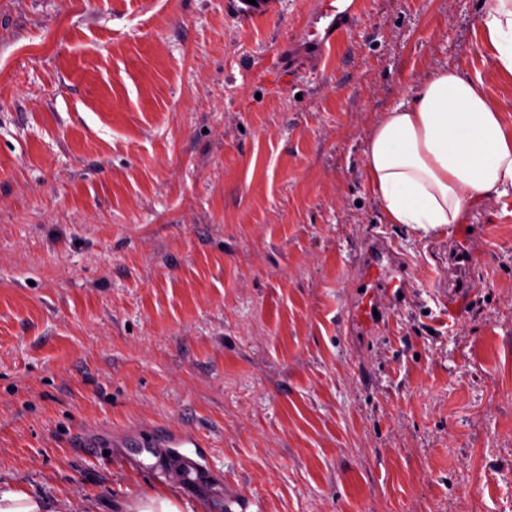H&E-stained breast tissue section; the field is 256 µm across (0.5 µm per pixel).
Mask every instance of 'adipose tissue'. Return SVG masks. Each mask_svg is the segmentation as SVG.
<instances>
[{
	"label": "adipose tissue",
	"mask_w": 512,
	"mask_h": 512,
	"mask_svg": "<svg viewBox=\"0 0 512 512\" xmlns=\"http://www.w3.org/2000/svg\"><path fill=\"white\" fill-rule=\"evenodd\" d=\"M479 31L494 71L512 79V0H480ZM383 219L423 233L458 223L480 202L512 200V127L481 79L442 68L381 113L364 148Z\"/></svg>",
	"instance_id": "ef3b65f1"
}]
</instances>
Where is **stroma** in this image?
Instances as JSON below:
<instances>
[{"mask_svg":"<svg viewBox=\"0 0 512 512\" xmlns=\"http://www.w3.org/2000/svg\"><path fill=\"white\" fill-rule=\"evenodd\" d=\"M0 0V486L50 512H512V202L384 223L373 123L512 80L478 0ZM377 239L405 288L356 321ZM467 246L471 293L440 258ZM191 434L202 487L143 439ZM353 0H336V4L334 5V1L327 2L326 6V14L328 16H334L328 26L324 29V37L323 40H330L339 29L334 28L338 22H340L346 16H350L354 9V3L350 2ZM350 2V3H348ZM184 505L178 498L172 496L142 495L130 503L119 506L118 512H185Z\"/></svg>","mask_w":512,"mask_h":512,"instance_id":"obj_1","label":"stroma"}]
</instances>
